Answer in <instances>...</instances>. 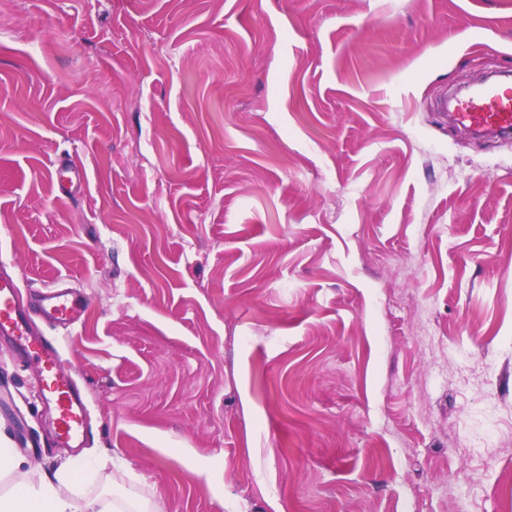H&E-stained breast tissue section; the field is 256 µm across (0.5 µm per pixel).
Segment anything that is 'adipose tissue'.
Masks as SVG:
<instances>
[{
    "label": "adipose tissue",
    "mask_w": 512,
    "mask_h": 512,
    "mask_svg": "<svg viewBox=\"0 0 512 512\" xmlns=\"http://www.w3.org/2000/svg\"><path fill=\"white\" fill-rule=\"evenodd\" d=\"M25 460L0 438V475L16 476L13 489L0 494V512H150L151 496L139 493L120 501L89 498L81 466L66 464L30 479Z\"/></svg>",
    "instance_id": "obj_1"
}]
</instances>
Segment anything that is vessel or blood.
Returning a JSON list of instances; mask_svg holds the SVG:
<instances>
[{
	"instance_id": "obj_1",
	"label": "vessel or blood",
	"mask_w": 512,
	"mask_h": 512,
	"mask_svg": "<svg viewBox=\"0 0 512 512\" xmlns=\"http://www.w3.org/2000/svg\"><path fill=\"white\" fill-rule=\"evenodd\" d=\"M452 118L465 129L511 138L512 86L495 82L482 85L457 100ZM88 303L84 292L55 290L46 293L42 312L54 323L74 325L82 320ZM0 335L34 359L39 393L57 413L58 437L67 441L81 437L86 411L83 394L57 350L33 329L19 301L18 287L9 278H0Z\"/></svg>"
}]
</instances>
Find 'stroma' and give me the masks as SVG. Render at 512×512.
Here are the masks:
<instances>
[{
  "label": "stroma",
  "instance_id": "obj_1",
  "mask_svg": "<svg viewBox=\"0 0 512 512\" xmlns=\"http://www.w3.org/2000/svg\"><path fill=\"white\" fill-rule=\"evenodd\" d=\"M491 71L512 0H0V275L91 299L83 445L1 337L0 434L154 512H512ZM452 115L456 125L474 132L512 137V86L487 83L458 99Z\"/></svg>",
  "mask_w": 512,
  "mask_h": 512
}]
</instances>
